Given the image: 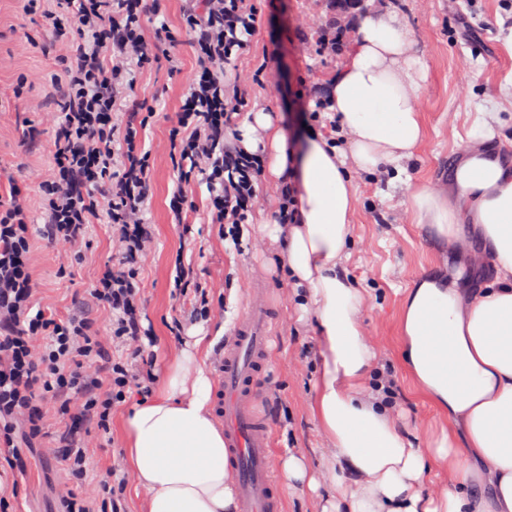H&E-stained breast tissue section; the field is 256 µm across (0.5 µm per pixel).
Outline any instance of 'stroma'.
Returning a JSON list of instances; mask_svg holds the SVG:
<instances>
[{
	"label": "stroma",
	"mask_w": 512,
	"mask_h": 512,
	"mask_svg": "<svg viewBox=\"0 0 512 512\" xmlns=\"http://www.w3.org/2000/svg\"><path fill=\"white\" fill-rule=\"evenodd\" d=\"M158 10L144 23L145 36L165 26L175 35L165 44L158 61L136 72L141 151L153 162L152 189L145 219L152 242L140 263L141 326L153 336L156 380L190 348L196 337H207L214 349L206 359L215 371V348L232 336L248 305L250 291L264 289L269 298L272 342L259 391L268 407L272 456L290 450L319 466L323 446L310 408L316 373L313 360L317 342L311 327L299 322L293 285L278 270L279 248L265 225L274 221L279 185L262 180L248 222L237 238L225 237L209 216L210 193L205 182L181 185L169 161L171 132L177 126L183 96L196 70L195 48L183 19L189 10L204 11V0H156ZM505 0H365V6L346 17H336L328 0H275L261 4V23L248 55L237 62V73L250 91V109L265 111L285 128L290 138L302 136L315 124L327 136L338 138L335 116L324 110L311 119L316 97L341 69L346 54L327 55L319 48L326 25L339 22L342 41L351 45L364 13L395 11L411 32L415 52L428 72L420 91L425 130L423 143L408 160L386 166L378 173L354 172L352 185L357 206L352 217L353 243L344 262L367 305L363 322L380 350L400 392L398 407L418 426V439L442 424L436 412L411 391L407 372L397 357L400 301L412 281L434 270L457 279L460 287L480 288L493 277L488 256H449L434 244L426 225L420 224L411 196L424 189L448 190L449 152H460L471 141L498 149H512V55L503 39L512 32V12ZM34 44L25 45V36ZM53 30L36 14L23 11L21 0H0V201L8 200L14 186L24 188L31 210V272L37 305L58 318L87 317L92 330L112 353V315L94 298L92 290L102 273L117 264L108 221L89 225L72 254L62 255L44 237L45 200L31 175L51 172V145L58 119L55 78L61 66L50 48ZM267 74L255 78L259 66ZM183 187L188 206L182 224H174L169 202L175 187ZM182 265L191 278L209 288L213 312L207 320L188 323L193 295L173 290V270ZM186 323L174 336V320ZM138 387H131L125 403L114 409L110 436L86 427L82 441L89 454V475L83 482L70 479L50 451L60 446L66 427L53 404H46L43 435L30 447H21L25 471L20 477L0 474V489L10 493L14 512H62L69 494L98 495L113 471L125 476L126 512H142L135 478L126 460L124 421L140 402Z\"/></svg>",
	"instance_id": "obj_1"
}]
</instances>
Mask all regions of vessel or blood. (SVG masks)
Returning a JSON list of instances; mask_svg holds the SVG:
<instances>
[{
    "label": "vessel or blood",
    "instance_id": "obj_1",
    "mask_svg": "<svg viewBox=\"0 0 512 512\" xmlns=\"http://www.w3.org/2000/svg\"><path fill=\"white\" fill-rule=\"evenodd\" d=\"M271 340L264 298H257L224 345L218 361L215 409L237 475L239 512H278L280 500L270 454V430L258 410L257 380Z\"/></svg>",
    "mask_w": 512,
    "mask_h": 512
}]
</instances>
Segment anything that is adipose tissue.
I'll return each mask as SVG.
<instances>
[{
  "label": "adipose tissue",
  "instance_id": "obj_1",
  "mask_svg": "<svg viewBox=\"0 0 512 512\" xmlns=\"http://www.w3.org/2000/svg\"><path fill=\"white\" fill-rule=\"evenodd\" d=\"M427 78L399 16H369L329 87L345 149L316 129L294 150L269 115L253 117L269 177L295 187L296 223L267 231L282 243L279 265L300 314L314 322L311 409L326 446L319 468L291 451L281 468L289 486L315 493L319 512H512V172L467 148L452 182L473 208L470 228L439 192L412 198L449 253L476 233L495 269L470 296L444 275L424 274L401 298L399 357L411 390L448 424L425 447H414L415 428L374 390L379 349L362 321L367 297L343 267L357 203L351 174L413 155L424 137L418 100ZM206 351L197 338L125 420L145 512H236ZM438 472L447 485L425 493L426 476Z\"/></svg>",
  "mask_w": 512,
  "mask_h": 512
}]
</instances>
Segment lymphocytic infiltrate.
I'll return each instance as SVG.
<instances>
[{"instance_id": "obj_1", "label": "lymphocytic infiltrate", "mask_w": 512, "mask_h": 512, "mask_svg": "<svg viewBox=\"0 0 512 512\" xmlns=\"http://www.w3.org/2000/svg\"><path fill=\"white\" fill-rule=\"evenodd\" d=\"M204 13L187 14L184 28L195 47L198 70L185 94L169 159L182 184L202 178L211 199L212 223L235 236L257 196L262 157L231 135L249 91L228 69L247 55L259 26L254 0H206ZM147 0H59L43 13L67 52L65 82L52 148L54 177L38 187L46 200V238L69 253L89 224L107 217L120 260L93 290L112 314V344L141 357L147 347L139 320L138 261L149 250L145 206L152 168L139 148V131L126 114L136 101L134 69L156 60L144 35ZM31 224L27 197L12 190L0 212V446L18 448L20 437L43 431L44 404L52 400L69 423L59 460L74 479L87 477L82 425L110 427L112 411L132 382H146L129 358L91 367L104 347L87 318L55 319L35 310L28 272ZM80 413H73V405Z\"/></svg>"}]
</instances>
